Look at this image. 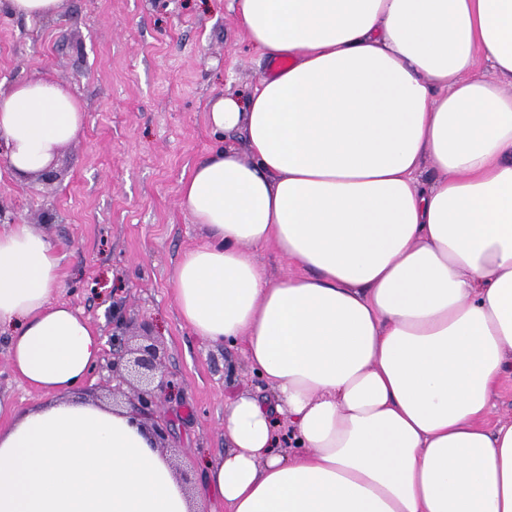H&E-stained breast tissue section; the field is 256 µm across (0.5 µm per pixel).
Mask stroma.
Returning <instances> with one entry per match:
<instances>
[{"label":"stroma","mask_w":512,"mask_h":512,"mask_svg":"<svg viewBox=\"0 0 512 512\" xmlns=\"http://www.w3.org/2000/svg\"><path fill=\"white\" fill-rule=\"evenodd\" d=\"M230 0H67L53 21L0 11V90L28 78L63 86L85 113L77 139L48 172L21 180L0 143V231L28 224L60 258L57 301L81 310L103 338L118 328L152 337L174 383L162 413L165 451L187 488L201 462L222 452L224 400L238 391L268 399L241 347L204 343L179 318L172 271L206 240L180 202L195 165L225 142L208 106L225 88L272 75ZM0 334V400L19 409L42 395L10 369Z\"/></svg>","instance_id":"stroma-1"}]
</instances>
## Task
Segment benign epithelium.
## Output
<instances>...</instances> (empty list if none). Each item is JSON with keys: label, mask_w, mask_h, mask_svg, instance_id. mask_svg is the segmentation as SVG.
Segmentation results:
<instances>
[{"label": "benign epithelium", "mask_w": 512, "mask_h": 512, "mask_svg": "<svg viewBox=\"0 0 512 512\" xmlns=\"http://www.w3.org/2000/svg\"><path fill=\"white\" fill-rule=\"evenodd\" d=\"M112 380L126 384L133 391L131 412L152 423V435L158 442L165 439L167 425L158 420L161 399L170 389L158 349L152 343L130 347L125 337H112Z\"/></svg>", "instance_id": "benign-epithelium-1"}]
</instances>
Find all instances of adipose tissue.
I'll list each match as a JSON object with an SVG mask.
<instances>
[{
  "label": "adipose tissue",
  "instance_id": "1",
  "mask_svg": "<svg viewBox=\"0 0 512 512\" xmlns=\"http://www.w3.org/2000/svg\"><path fill=\"white\" fill-rule=\"evenodd\" d=\"M232 8L288 64L213 101L210 125L248 154L225 146L182 180L208 241L174 292L202 341L243 343L274 401H225L228 448L187 490L130 411L77 397L104 340L55 301L49 239L12 225L0 328L44 399L0 423V512H512V423L484 425L512 370V0ZM83 122L55 82L0 91L16 177ZM270 244L295 267L276 282L255 258Z\"/></svg>",
  "mask_w": 512,
  "mask_h": 512
}]
</instances>
